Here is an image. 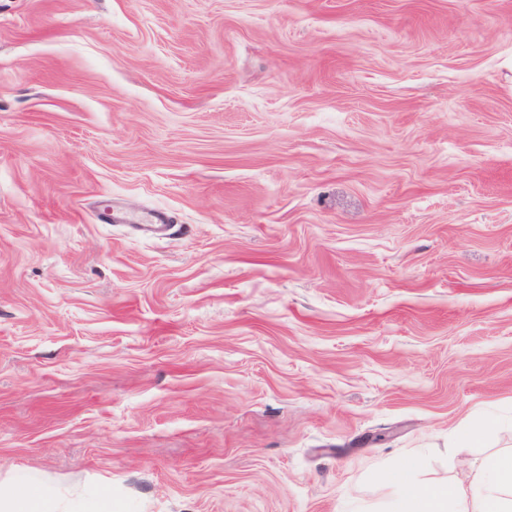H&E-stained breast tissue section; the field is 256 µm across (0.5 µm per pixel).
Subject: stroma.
<instances>
[{
    "label": "stroma",
    "mask_w": 512,
    "mask_h": 512,
    "mask_svg": "<svg viewBox=\"0 0 512 512\" xmlns=\"http://www.w3.org/2000/svg\"><path fill=\"white\" fill-rule=\"evenodd\" d=\"M488 414L512 0H0V480L394 512L406 459L512 448L453 443Z\"/></svg>",
    "instance_id": "1"
}]
</instances>
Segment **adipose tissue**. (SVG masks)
Instances as JSON below:
<instances>
[{"mask_svg":"<svg viewBox=\"0 0 512 512\" xmlns=\"http://www.w3.org/2000/svg\"><path fill=\"white\" fill-rule=\"evenodd\" d=\"M417 467L411 459L386 475L387 484L400 493L396 512H512V451L485 458L467 482L430 483L404 493ZM72 507L29 471L14 472L11 493L0 496V512H72Z\"/></svg>","mask_w":512,"mask_h":512,"instance_id":"ef3b65f1","label":"adipose tissue"}]
</instances>
